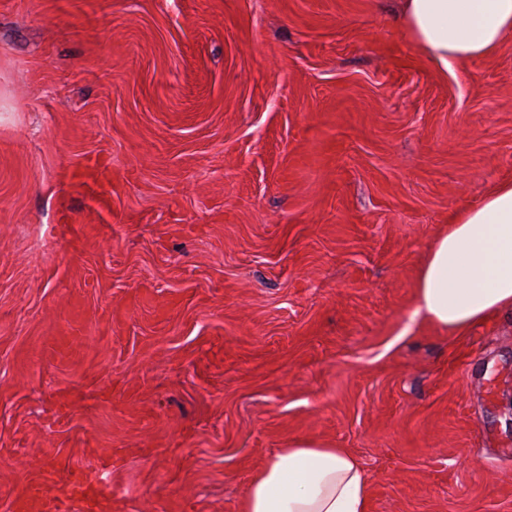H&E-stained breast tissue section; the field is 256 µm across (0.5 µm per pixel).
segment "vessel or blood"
<instances>
[{
    "label": "vessel or blood",
    "instance_id": "1",
    "mask_svg": "<svg viewBox=\"0 0 512 512\" xmlns=\"http://www.w3.org/2000/svg\"><path fill=\"white\" fill-rule=\"evenodd\" d=\"M84 492L97 502L110 495L111 490L88 472L83 473L80 482H73L71 473L49 462L20 485L13 508L15 512H74L77 498Z\"/></svg>",
    "mask_w": 512,
    "mask_h": 512
}]
</instances>
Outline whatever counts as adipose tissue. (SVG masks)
Wrapping results in <instances>:
<instances>
[{
  "label": "adipose tissue",
  "mask_w": 512,
  "mask_h": 512,
  "mask_svg": "<svg viewBox=\"0 0 512 512\" xmlns=\"http://www.w3.org/2000/svg\"><path fill=\"white\" fill-rule=\"evenodd\" d=\"M417 49L443 66L493 56L512 37V0H402ZM417 312L448 335L512 311V181L464 208L433 241L415 292ZM369 480L344 448L296 442L254 476L244 512H367Z\"/></svg>",
  "instance_id": "1"
}]
</instances>
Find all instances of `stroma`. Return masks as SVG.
I'll list each match as a JSON object with an SVG mask.
<instances>
[{"mask_svg":"<svg viewBox=\"0 0 512 512\" xmlns=\"http://www.w3.org/2000/svg\"><path fill=\"white\" fill-rule=\"evenodd\" d=\"M399 0H0V512H242L298 440L368 512H512V312L414 313L512 180V37L446 68ZM46 488H54L55 493L48 495ZM92 497L96 510L100 500L111 494V489L96 475L83 473L78 483L72 481L70 471L63 472L55 462L46 463L35 475L18 488L13 510L23 511L29 507L37 512H73L78 496L86 492Z\"/></svg>","mask_w":512,"mask_h":512,"instance_id":"35a3bbf8","label":"stroma"}]
</instances>
